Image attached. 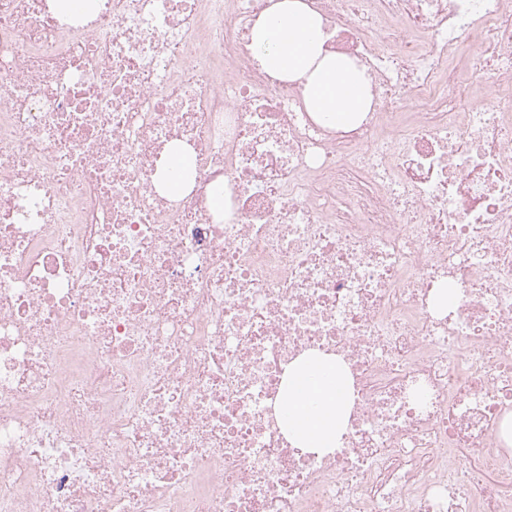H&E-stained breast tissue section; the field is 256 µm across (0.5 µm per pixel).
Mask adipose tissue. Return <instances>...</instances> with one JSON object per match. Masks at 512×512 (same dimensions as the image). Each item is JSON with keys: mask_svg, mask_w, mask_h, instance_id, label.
I'll list each match as a JSON object with an SVG mask.
<instances>
[{"mask_svg": "<svg viewBox=\"0 0 512 512\" xmlns=\"http://www.w3.org/2000/svg\"><path fill=\"white\" fill-rule=\"evenodd\" d=\"M251 30L257 68L275 79L303 84V100L316 120L345 126L352 113L368 111L371 94L362 67L322 48V21L307 0H269ZM335 363L317 356L288 372L286 427L304 448H327L336 438L344 386L329 381Z\"/></svg>", "mask_w": 512, "mask_h": 512, "instance_id": "1", "label": "adipose tissue"}]
</instances>
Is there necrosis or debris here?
<instances>
[{"mask_svg": "<svg viewBox=\"0 0 512 512\" xmlns=\"http://www.w3.org/2000/svg\"><path fill=\"white\" fill-rule=\"evenodd\" d=\"M308 3L352 127L254 65L266 0H0V512H512V0ZM335 369V363L311 356L288 371L286 428L301 447L328 448L336 439L344 386L320 376Z\"/></svg>", "mask_w": 512, "mask_h": 512, "instance_id": "necrosis-or-debris-1", "label": "necrosis or debris"}]
</instances>
